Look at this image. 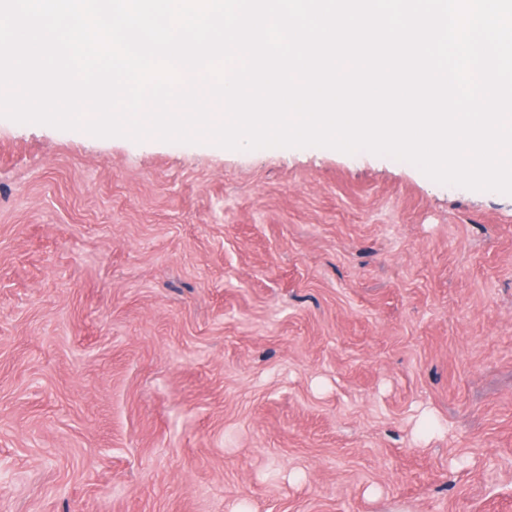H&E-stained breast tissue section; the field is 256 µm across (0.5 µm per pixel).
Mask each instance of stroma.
I'll list each match as a JSON object with an SVG mask.
<instances>
[{
	"label": "stroma",
	"instance_id": "obj_1",
	"mask_svg": "<svg viewBox=\"0 0 512 512\" xmlns=\"http://www.w3.org/2000/svg\"><path fill=\"white\" fill-rule=\"evenodd\" d=\"M0 512H512V195L0 117Z\"/></svg>",
	"mask_w": 512,
	"mask_h": 512
}]
</instances>
